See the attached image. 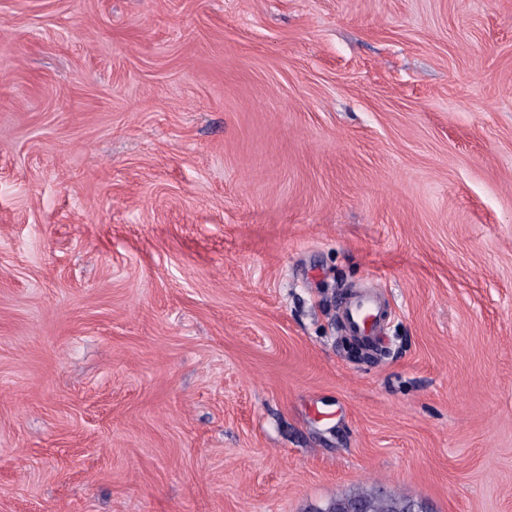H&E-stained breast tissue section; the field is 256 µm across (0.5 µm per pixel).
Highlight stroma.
<instances>
[{
  "label": "stroma",
  "instance_id": "stroma-1",
  "mask_svg": "<svg viewBox=\"0 0 512 512\" xmlns=\"http://www.w3.org/2000/svg\"><path fill=\"white\" fill-rule=\"evenodd\" d=\"M362 483L512 512V0H0V512ZM386 317L382 294L376 288L356 289L339 309V322L346 336L378 346V330Z\"/></svg>",
  "mask_w": 512,
  "mask_h": 512
}]
</instances>
